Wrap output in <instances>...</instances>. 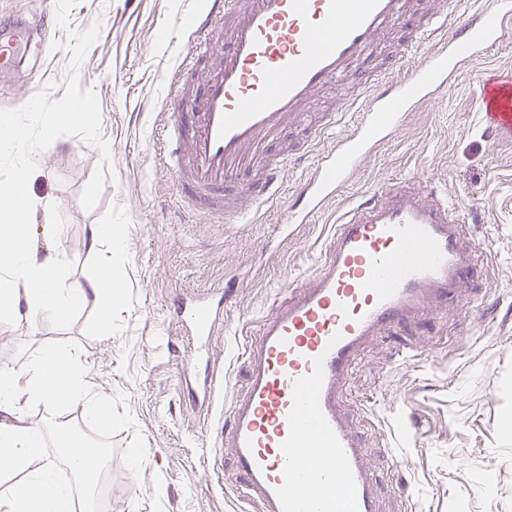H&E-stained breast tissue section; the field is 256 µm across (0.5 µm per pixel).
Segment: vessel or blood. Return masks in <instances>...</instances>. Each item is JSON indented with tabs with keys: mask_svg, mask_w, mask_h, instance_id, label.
Returning a JSON list of instances; mask_svg holds the SVG:
<instances>
[{
	"mask_svg": "<svg viewBox=\"0 0 512 512\" xmlns=\"http://www.w3.org/2000/svg\"><path fill=\"white\" fill-rule=\"evenodd\" d=\"M417 11L416 0H201L191 18L189 50L176 75L214 57L200 90L170 102L165 164L188 211L248 224L283 193L279 174L334 129L335 113L312 127L294 152H274L315 95L363 68L352 133L318 159L296 194L281 235L291 236L335 197L371 148L396 131L401 110L429 100L466 62L512 37V0H488L452 12L446 0L408 32L404 51L426 47L422 69L384 75L374 61L377 36ZM490 134L512 137V76L477 81ZM231 191L245 208H226ZM461 222L447 200L408 181L351 203L318 269L300 288L282 289L244 346L248 367L222 441L231 448L235 482L262 512H380L377 482L340 400L357 356L375 330L394 329L428 301L447 302L465 286L473 261L459 245ZM224 291L179 300L174 317L191 335H212ZM320 462L301 463L304 451Z\"/></svg>",
	"mask_w": 512,
	"mask_h": 512,
	"instance_id": "1",
	"label": "vessel or blood"
}]
</instances>
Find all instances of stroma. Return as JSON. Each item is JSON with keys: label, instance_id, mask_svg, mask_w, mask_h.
<instances>
[{"label": "stroma", "instance_id": "1", "mask_svg": "<svg viewBox=\"0 0 512 512\" xmlns=\"http://www.w3.org/2000/svg\"><path fill=\"white\" fill-rule=\"evenodd\" d=\"M193 3L0 0V34L9 20L33 27L47 8L57 15L38 76L28 63L0 71V132L27 131L22 153L0 155V182L36 160L28 189L56 204L53 214L30 216L33 250L59 255L70 281L82 282L98 268L88 225H111L127 249L114 272L122 300L111 330L98 324L93 297L64 326L0 318V365L24 371L46 348L75 354L92 395L112 409L111 429L101 432L76 406L28 403L29 419L63 425L100 448L97 478L111 480L112 497L94 488L95 512H261L238 498L232 451L219 442L220 413L246 384V333L279 286L307 283L349 204L413 179L455 205L476 270L453 303H429L401 328L368 339L343 417L378 480L381 512H512V138L487 132L476 96L479 73L512 71V43L408 112L343 192L284 241L277 226L298 187L351 124L288 165L282 197L253 223L224 231L182 209L163 145L170 76ZM88 94L110 155L77 127L47 138L31 125L30 105L56 113ZM51 224L64 227L62 238L48 232ZM215 287L224 290V320L203 361L171 311L178 297ZM210 373L222 383L212 409L188 388ZM135 448L142 455L134 465Z\"/></svg>", "mask_w": 512, "mask_h": 512}]
</instances>
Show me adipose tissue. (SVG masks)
Masks as SVG:
<instances>
[{"label": "adipose tissue", "mask_w": 512, "mask_h": 512, "mask_svg": "<svg viewBox=\"0 0 512 512\" xmlns=\"http://www.w3.org/2000/svg\"><path fill=\"white\" fill-rule=\"evenodd\" d=\"M31 114L44 134H52L61 124L79 127L87 140L94 142L102 155L112 146L100 139L96 104L92 97L52 115L31 107ZM27 171H20L15 181L0 189V315L15 318L20 313L41 315L56 323L68 322L81 309L88 296L99 302L102 326L112 323V306L122 298L112 277L115 267L126 255L124 240L111 225H91L88 248L104 251L97 273L80 285L69 283L63 263L53 255L38 257L30 247L29 217L36 210H50L49 202L33 197L26 187ZM83 402L86 414L102 428L112 425L111 409L89 399L82 372L75 357L67 351L45 349L29 363L25 374L9 366L0 367V469L22 473L9 495L0 498V512H75L71 488L59 485L52 463L38 472H29L31 462L42 455V426L28 420L24 405L41 402L52 406Z\"/></svg>", "instance_id": "ef3b65f1"}]
</instances>
